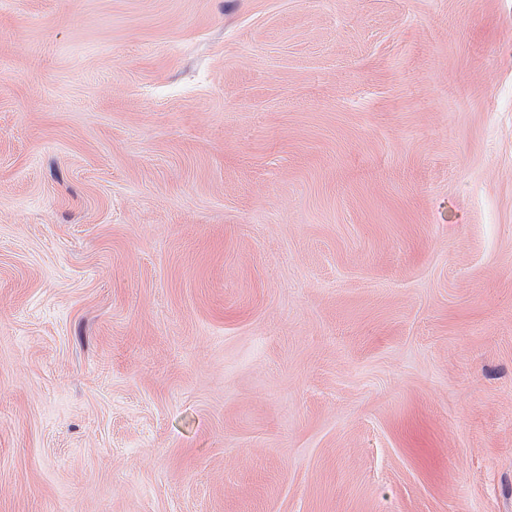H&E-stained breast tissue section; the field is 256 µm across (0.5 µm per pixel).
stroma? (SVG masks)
<instances>
[{"mask_svg": "<svg viewBox=\"0 0 512 512\" xmlns=\"http://www.w3.org/2000/svg\"><path fill=\"white\" fill-rule=\"evenodd\" d=\"M0 512H512V0H0Z\"/></svg>", "mask_w": 512, "mask_h": 512, "instance_id": "stroma-1", "label": "stroma"}]
</instances>
